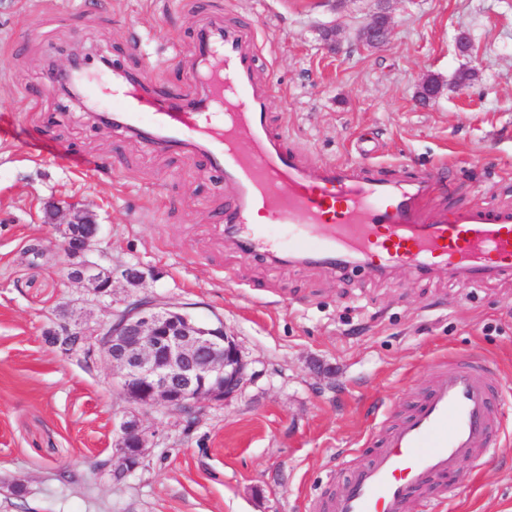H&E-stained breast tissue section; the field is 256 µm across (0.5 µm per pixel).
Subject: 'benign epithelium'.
<instances>
[{
  "mask_svg": "<svg viewBox=\"0 0 512 512\" xmlns=\"http://www.w3.org/2000/svg\"><path fill=\"white\" fill-rule=\"evenodd\" d=\"M391 17L386 2L360 30L359 39L371 48L388 41ZM84 67L77 53L53 72L70 80L57 90L81 100L76 76ZM441 95V85L427 79L419 101L429 104ZM46 224L58 225L61 245L69 258L65 276L87 288L95 300L112 299L117 279L129 288L142 287L153 273L136 265L105 268L90 258L96 249L101 224L97 215L80 202L44 207ZM50 342L65 357L94 364L102 356L110 366V385L133 410L113 423L112 458L100 464L113 482L123 481L140 468L148 455L154 431L145 416L158 407L171 409L188 419L196 417L204 401L222 402L236 394L247 376L248 363L237 342L224 332V323L199 321L176 306L146 297H135L112 307L111 317L94 324L60 321L48 328Z\"/></svg>",
  "mask_w": 512,
  "mask_h": 512,
  "instance_id": "benign-epithelium-1",
  "label": "benign epithelium"
}]
</instances>
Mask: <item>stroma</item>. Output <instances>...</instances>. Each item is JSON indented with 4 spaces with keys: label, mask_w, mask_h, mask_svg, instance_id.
Here are the masks:
<instances>
[{
    "label": "stroma",
    "mask_w": 512,
    "mask_h": 512,
    "mask_svg": "<svg viewBox=\"0 0 512 512\" xmlns=\"http://www.w3.org/2000/svg\"><path fill=\"white\" fill-rule=\"evenodd\" d=\"M375 0H0V512H304L341 491L379 435L418 401L434 364H486L500 432L482 465L460 464L440 512H512V276L467 287L446 268L378 273L243 253L224 233L233 189L204 155L95 129L47 86L70 53L90 59L85 93L116 112L106 54L166 90L202 97L198 30L255 22L272 122L310 167L442 171L425 207L512 206V0H389L386 46L358 33ZM335 25L339 50L320 30ZM472 46L460 51L459 31ZM470 71L469 86L455 76ZM440 98L425 106L421 83ZM77 198L101 224L94 258L153 272L89 301L42 204ZM221 318L248 362L233 398L194 422L157 408L137 471L115 484L113 420L128 407L105 360L89 368L43 333L64 300L92 321L129 294ZM74 475L65 482L60 471Z\"/></svg>",
    "instance_id": "35a3bbf8"
}]
</instances>
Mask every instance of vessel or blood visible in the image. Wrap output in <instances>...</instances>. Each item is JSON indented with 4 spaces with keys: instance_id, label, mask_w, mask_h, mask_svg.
Returning a JSON list of instances; mask_svg holds the SVG:
<instances>
[{
    "instance_id": "vessel-or-blood-1",
    "label": "vessel or blood",
    "mask_w": 512,
    "mask_h": 512,
    "mask_svg": "<svg viewBox=\"0 0 512 512\" xmlns=\"http://www.w3.org/2000/svg\"><path fill=\"white\" fill-rule=\"evenodd\" d=\"M197 51L209 65L200 74L205 95H165L150 106L142 79L116 72L112 92L124 104L123 123L154 147L197 143L235 194L224 209L244 252L384 271L445 264L464 284L512 275V208L481 205L427 218L422 199L438 183L433 170L406 184L370 169L321 163L310 172L268 118L271 88L255 66L251 23L201 31ZM152 122L141 126L144 112ZM414 410L351 470L343 491L313 503L311 512H407L419 498L424 512L437 501L433 477L462 483L460 463L488 455L496 432L494 385L484 365L462 358L438 366Z\"/></svg>"
}]
</instances>
